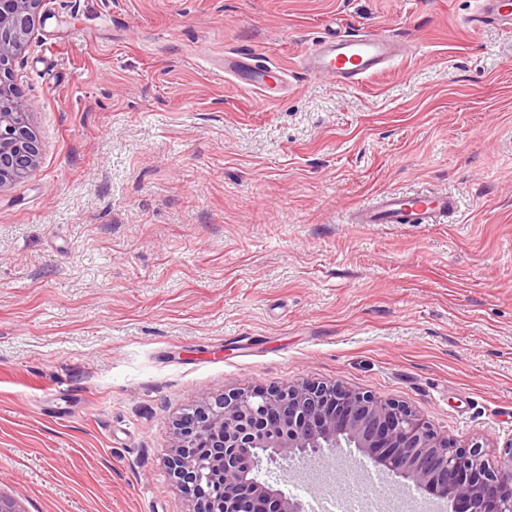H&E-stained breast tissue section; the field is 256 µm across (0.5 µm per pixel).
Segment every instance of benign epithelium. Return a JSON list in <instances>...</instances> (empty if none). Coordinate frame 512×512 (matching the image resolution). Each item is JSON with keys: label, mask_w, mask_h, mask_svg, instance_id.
Here are the masks:
<instances>
[{"label": "benign epithelium", "mask_w": 512, "mask_h": 512, "mask_svg": "<svg viewBox=\"0 0 512 512\" xmlns=\"http://www.w3.org/2000/svg\"><path fill=\"white\" fill-rule=\"evenodd\" d=\"M43 0H0V188L36 168L39 143L12 66ZM169 459L194 512H304L300 500L252 479L260 454L286 461L354 446L450 512H512V439L502 453L458 447L407 405L340 384L237 387L181 415Z\"/></svg>", "instance_id": "obj_1"}]
</instances>
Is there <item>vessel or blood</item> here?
I'll return each instance as SVG.
<instances>
[{"mask_svg":"<svg viewBox=\"0 0 512 512\" xmlns=\"http://www.w3.org/2000/svg\"><path fill=\"white\" fill-rule=\"evenodd\" d=\"M471 29L500 26L512 30V0H475L468 22ZM397 54L395 42L387 38L346 36L313 45L302 58L303 70L315 77H332L349 83L381 72ZM229 69L237 71L240 87L259 100L274 98L282 82L281 72L248 55L228 60ZM456 195L441 192L403 194L387 192L358 210L359 224H430L442 216H458Z\"/></svg>","mask_w":512,"mask_h":512,"instance_id":"vessel-or-blood-1","label":"vessel or blood"}]
</instances>
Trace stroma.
Wrapping results in <instances>:
<instances>
[{
    "label": "stroma",
    "instance_id": "obj_1",
    "mask_svg": "<svg viewBox=\"0 0 512 512\" xmlns=\"http://www.w3.org/2000/svg\"><path fill=\"white\" fill-rule=\"evenodd\" d=\"M471 0H44L15 64L39 142L0 188V497L192 512L174 422L225 389L340 383L457 446L512 439V31ZM412 47L344 86L316 40ZM288 74L258 102L227 52ZM448 190L458 222L350 224ZM263 461L302 503L364 487Z\"/></svg>",
    "mask_w": 512,
    "mask_h": 512
}]
</instances>
